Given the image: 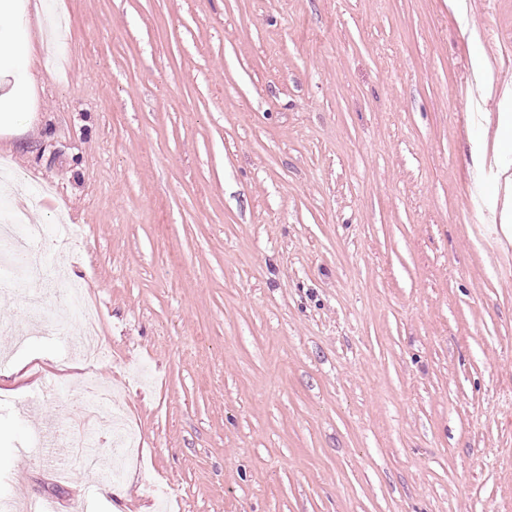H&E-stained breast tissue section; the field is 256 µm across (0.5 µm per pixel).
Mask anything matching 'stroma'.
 <instances>
[{
    "label": "stroma",
    "mask_w": 512,
    "mask_h": 512,
    "mask_svg": "<svg viewBox=\"0 0 512 512\" xmlns=\"http://www.w3.org/2000/svg\"><path fill=\"white\" fill-rule=\"evenodd\" d=\"M15 195L101 315L124 481L86 365L0 335V504L512 512V0H26ZM80 409L86 419L96 428V433L106 436L109 452L112 454L113 480L120 479L134 446L135 436L128 422L112 408V390L95 384L94 377L84 381L80 395ZM96 446L94 443L84 439L75 440L70 437L67 430H58L52 426H48L38 437V448H41L39 459L44 453L48 455H56L57 450L67 455L66 450L71 448L73 452L80 454L85 461L86 466H93L94 460H89L85 454V448Z\"/></svg>",
    "instance_id": "obj_1"
}]
</instances>
